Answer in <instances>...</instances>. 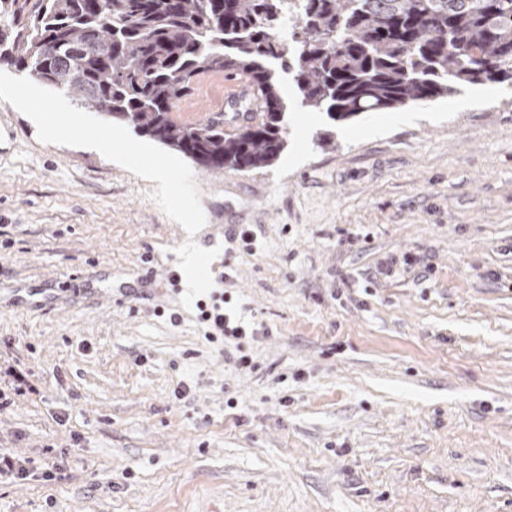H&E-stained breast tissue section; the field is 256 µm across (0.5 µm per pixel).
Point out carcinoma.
<instances>
[{"instance_id":"cac0c4a2","label":"carcinoma","mask_w":512,"mask_h":512,"mask_svg":"<svg viewBox=\"0 0 512 512\" xmlns=\"http://www.w3.org/2000/svg\"><path fill=\"white\" fill-rule=\"evenodd\" d=\"M0 63L197 165L250 171L286 147L280 70L336 122L512 84V0H0ZM204 74L246 81L266 120L230 137L177 121Z\"/></svg>"}]
</instances>
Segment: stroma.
Segmentation results:
<instances>
[{"label":"stroma","instance_id":"1","mask_svg":"<svg viewBox=\"0 0 512 512\" xmlns=\"http://www.w3.org/2000/svg\"><path fill=\"white\" fill-rule=\"evenodd\" d=\"M281 88L275 165L192 168L253 371L180 305L155 182L0 101V512H512V86L348 123Z\"/></svg>","mask_w":512,"mask_h":512}]
</instances>
